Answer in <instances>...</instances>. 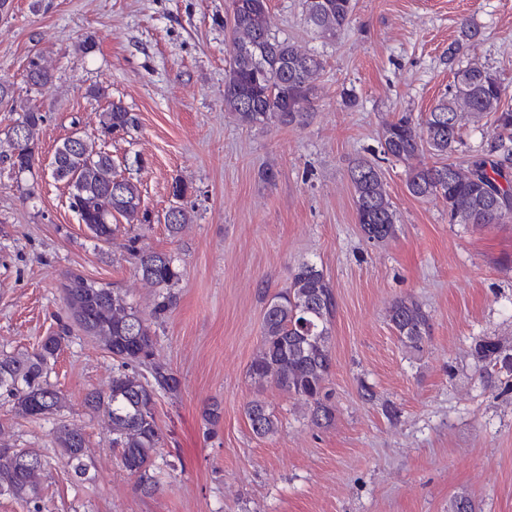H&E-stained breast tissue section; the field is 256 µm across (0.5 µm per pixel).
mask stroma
I'll return each instance as SVG.
<instances>
[{
    "label": "stroma",
    "mask_w": 512,
    "mask_h": 512,
    "mask_svg": "<svg viewBox=\"0 0 512 512\" xmlns=\"http://www.w3.org/2000/svg\"><path fill=\"white\" fill-rule=\"evenodd\" d=\"M230 11V0H13L0 14V78L16 100L0 108V352L33 349L57 329L68 271L118 285L150 309L156 290L136 276L128 237L175 254L184 271L156 328V358L181 389L157 403L155 492L137 491L84 407L88 390L108 388L113 360L77 329L49 379L66 397V420L87 433L88 480H72L53 448L54 421L0 408V445L45 455L43 512H448L461 492L475 512H512V373L486 384L471 354L482 336L512 341V222L449 223L442 201L408 193L406 164L382 159L378 144L386 122L420 119L451 91L448 49L462 20L479 31L469 58L512 91V0H356L333 39L310 32L302 0H269L272 32L323 61L301 128H248L225 112ZM88 35L96 47L86 54ZM37 53L54 72L38 91L26 78ZM94 85L105 97L88 96ZM112 100L137 124L106 148L117 173L138 181L150 221L98 244L48 163L73 130L96 135ZM29 107L46 120L34 168L18 174L7 133ZM358 160L384 174L398 225L388 242L368 241L356 220L349 170ZM176 178L190 187L192 221L174 238L163 216ZM304 261L331 279L338 305L335 418L323 425L247 373L267 299ZM404 296L431 316L419 354L387 321ZM255 399L278 417L276 434L252 433L245 407ZM215 400L224 413L209 433L202 411Z\"/></svg>",
    "instance_id": "35a3bbf8"
}]
</instances>
